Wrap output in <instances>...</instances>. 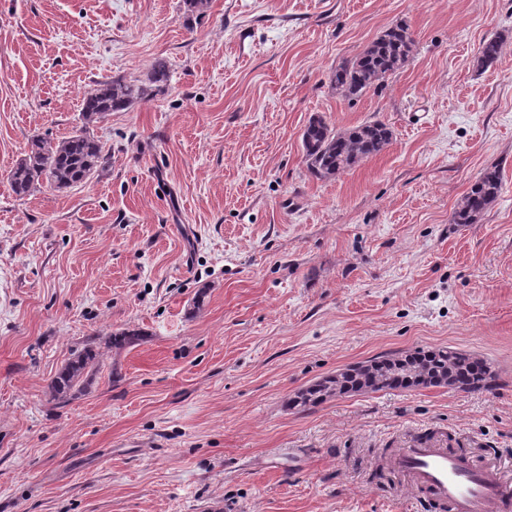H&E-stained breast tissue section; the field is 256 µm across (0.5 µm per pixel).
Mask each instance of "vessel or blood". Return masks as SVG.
Instances as JSON below:
<instances>
[{"instance_id":"1","label":"vessel or blood","mask_w":512,"mask_h":512,"mask_svg":"<svg viewBox=\"0 0 512 512\" xmlns=\"http://www.w3.org/2000/svg\"><path fill=\"white\" fill-rule=\"evenodd\" d=\"M392 465L410 484L450 512H497L505 493L499 468H471L447 449L417 443L400 449Z\"/></svg>"}]
</instances>
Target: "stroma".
<instances>
[{
  "label": "stroma",
  "mask_w": 512,
  "mask_h": 512,
  "mask_svg": "<svg viewBox=\"0 0 512 512\" xmlns=\"http://www.w3.org/2000/svg\"><path fill=\"white\" fill-rule=\"evenodd\" d=\"M400 21L412 59L338 95L336 67ZM159 58L167 85L93 126V179L12 193L32 136H69L96 82ZM318 114L393 138L319 180ZM489 169L499 198L453 223ZM122 328L145 341L52 401L62 365ZM442 347L492 388L288 404ZM424 437L512 492V0H211L191 20L183 0H0V512H441L391 465Z\"/></svg>",
  "instance_id": "35a3bbf8"
}]
</instances>
